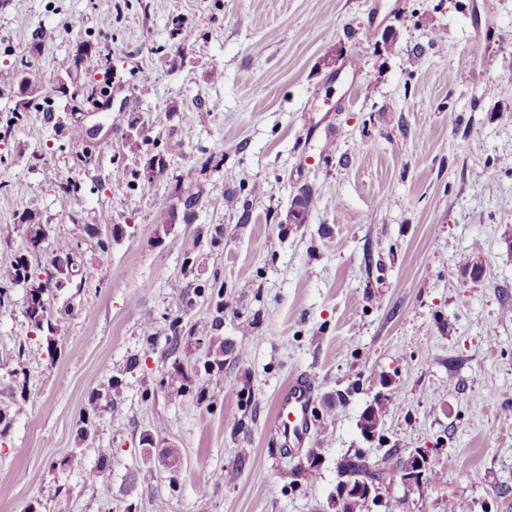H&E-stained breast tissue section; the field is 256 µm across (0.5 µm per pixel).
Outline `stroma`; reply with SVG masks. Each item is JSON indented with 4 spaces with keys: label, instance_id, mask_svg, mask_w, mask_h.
I'll return each mask as SVG.
<instances>
[{
    "label": "stroma",
    "instance_id": "35a3bbf8",
    "mask_svg": "<svg viewBox=\"0 0 512 512\" xmlns=\"http://www.w3.org/2000/svg\"><path fill=\"white\" fill-rule=\"evenodd\" d=\"M84 52L102 68H79ZM24 63L43 76L29 95ZM71 78L111 108L62 97ZM508 84L512 0H0V225L15 227L0 264L28 251L31 210L93 270L50 292L55 351L38 348L24 286L0 310V512H332L336 459L357 448L378 468L385 449H429L444 477L394 485L408 512H512ZM199 104L208 120L187 123ZM156 154L166 168L147 187L116 183ZM88 224L115 230L107 250ZM214 281L219 309L195 294ZM217 316L223 373L180 392L168 375L208 345L185 335L172 351L170 324ZM22 345L35 353L21 383ZM114 374L116 407L82 440ZM383 375L376 444L358 421ZM301 378L311 431L289 445L279 398ZM101 448L99 487L85 474ZM73 454L81 468L62 469ZM120 380L117 376H111L108 380L107 386L96 389L90 396L89 399V410L88 413L84 414L83 424L86 427L80 428V435L86 437L89 434L88 421L90 414L92 416L97 415L100 412L111 411L115 408L114 393H116Z\"/></svg>",
    "mask_w": 512,
    "mask_h": 512
}]
</instances>
